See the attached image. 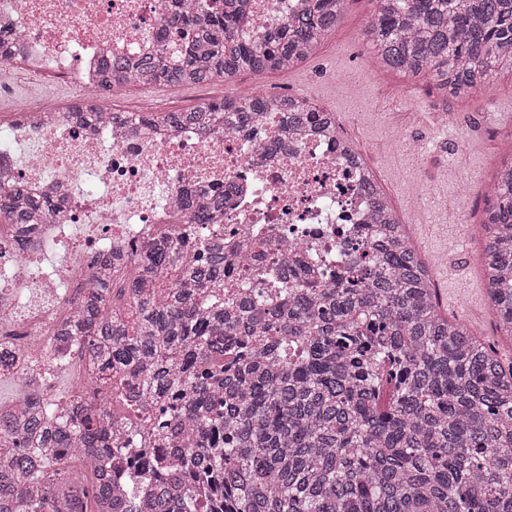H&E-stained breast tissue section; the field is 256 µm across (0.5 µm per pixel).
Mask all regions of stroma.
<instances>
[{"mask_svg": "<svg viewBox=\"0 0 512 512\" xmlns=\"http://www.w3.org/2000/svg\"><path fill=\"white\" fill-rule=\"evenodd\" d=\"M370 0H351L340 24L316 53L289 71L244 73L232 79L187 87L118 86L113 101L125 112L185 110L239 92L295 96L331 111L370 149L378 180L401 219L410 220L412 241L431 270L442 309L465 321L487 341L496 342L503 362L512 361V345L497 342L495 320L488 312L481 276V228L484 201L476 185L488 180L505 155L498 143L512 139V70H503L487 91L459 97L432 92L425 81L378 69L364 26ZM51 109L69 101L66 88L17 66L0 65V116L28 99ZM415 139V155L395 159L387 147L397 131ZM465 153H458L459 141ZM436 197L429 223L412 217L423 192ZM465 205L469 228L461 232L463 248L442 261L451 228L449 208Z\"/></svg>", "mask_w": 512, "mask_h": 512, "instance_id": "35a3bbf8", "label": "stroma"}]
</instances>
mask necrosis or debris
<instances>
[{
    "label": "necrosis or debris",
    "mask_w": 512,
    "mask_h": 512,
    "mask_svg": "<svg viewBox=\"0 0 512 512\" xmlns=\"http://www.w3.org/2000/svg\"><path fill=\"white\" fill-rule=\"evenodd\" d=\"M161 0H0V28L18 33L5 62L53 73L70 102L114 111L99 94L98 74L111 54L153 44ZM339 121L307 127L285 151L258 150L252 137H200L190 129L156 133L137 122L75 125L30 103L0 127V185L48 193L60 216L30 234L0 233V374L13 373L24 394L51 396L46 368L64 369L70 353L58 330L69 313L63 281L81 282L99 254L120 244L134 250L153 225L172 221L187 184L224 192L229 259L225 284L242 277L234 251L252 262L285 255L281 273L336 259L369 225L361 185L364 150L348 152ZM302 243L300 253L289 252Z\"/></svg>",
    "instance_id": "obj_1"
}]
</instances>
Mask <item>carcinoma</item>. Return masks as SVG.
Here are the masks:
<instances>
[{
	"instance_id": "cac0c4a2",
	"label": "carcinoma",
	"mask_w": 512,
	"mask_h": 512,
	"mask_svg": "<svg viewBox=\"0 0 512 512\" xmlns=\"http://www.w3.org/2000/svg\"><path fill=\"white\" fill-rule=\"evenodd\" d=\"M365 34L385 71L427 79L442 95L487 86L512 69V0H371ZM248 0H164L158 48L104 62L106 90L144 80L202 85L287 70L332 33L347 0H302L263 34L240 31ZM290 131L317 122L293 96L243 93L191 109L147 112L149 125L208 136L253 134L263 113ZM376 218L342 262L360 275L284 280L268 266L224 304V239L190 245L168 224L126 255H102L59 335L97 369L134 381L154 425H178L186 447L106 474L112 434L141 445L143 417L112 401L78 400L66 414L43 402L0 417V512H512V365L441 310L429 270L374 178ZM481 223L486 295L512 341V160L486 186ZM179 220L224 219V193L192 191ZM0 220H55L49 199L0 188ZM181 385L175 405L160 393ZM78 457L82 468L68 465Z\"/></svg>"
}]
</instances>
